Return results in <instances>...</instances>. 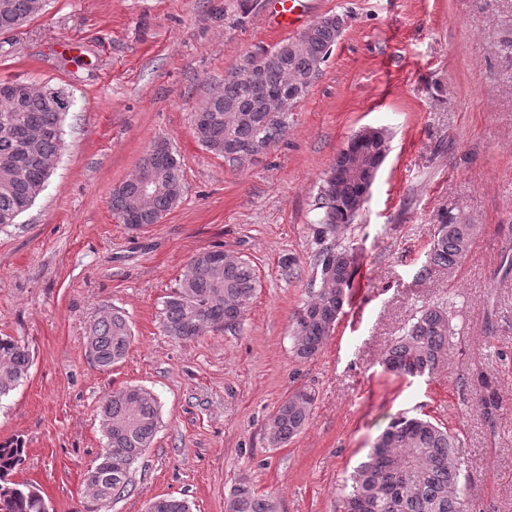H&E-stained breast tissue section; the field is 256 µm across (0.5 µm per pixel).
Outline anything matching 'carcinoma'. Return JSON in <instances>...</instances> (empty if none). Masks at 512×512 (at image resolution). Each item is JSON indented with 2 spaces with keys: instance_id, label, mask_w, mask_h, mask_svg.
<instances>
[{
  "instance_id": "cac0c4a2",
  "label": "carcinoma",
  "mask_w": 512,
  "mask_h": 512,
  "mask_svg": "<svg viewBox=\"0 0 512 512\" xmlns=\"http://www.w3.org/2000/svg\"><path fill=\"white\" fill-rule=\"evenodd\" d=\"M39 0H0V29H13L40 15ZM345 20L326 15L307 26L303 44L273 57L274 50L258 47L248 54L264 65L255 82L232 75L219 83L222 94L206 118L211 129L202 147L224 159L230 167L242 160L230 154L232 145L277 143L293 108H281L279 94L294 97L299 85L315 81L340 38ZM46 83L27 81L20 94H0V226L16 223L44 191L51 176L41 161L62 154L66 110ZM44 131L35 142L34 154L26 153L22 132ZM389 144L380 130L376 139L360 143L355 150L371 157ZM343 174L336 167L325 174L316 199L320 210V233L334 234L355 218L363 193L362 176L343 157ZM152 178V190L143 195L139 186ZM182 195L181 166L174 154H145L137 174L112 191V210L119 218L136 212L139 223L154 224L171 210ZM478 226L460 221L454 214L442 217L430 249V263L442 270L458 267L471 251ZM354 245L327 247L315 258L319 282H311L308 300L293 323L292 356L299 362L313 359L332 335L344 306L354 274ZM213 250L195 255L177 288L162 309L163 331L176 339H192L207 327L236 328L254 295L257 275L245 259L225 255L220 265L212 262ZM453 335L448 310L428 304L412 318L403 335L384 353L386 370L411 377L419 371L430 375L440 368L448 339ZM132 340L125 315L114 310L90 327L87 353L92 363L108 371L127 355ZM31 366L28 347L11 336L0 337V397L6 396L24 378ZM315 392L292 391L277 407L267 428L273 445H284L308 425ZM106 448L88 470L86 481L98 505L121 497L133 482L135 464L151 447L159 427L158 406L153 395L139 386L108 394L100 408ZM459 441L448 428L427 418L406 415L393 418L378 436L366 459L346 480L341 512H461L460 480L463 461ZM26 448L19 440L0 442V512H44V497L29 482L12 476L24 463ZM156 512H190L183 498H160ZM226 512H277V503L258 494L246 478L240 480Z\"/></svg>"
}]
</instances>
